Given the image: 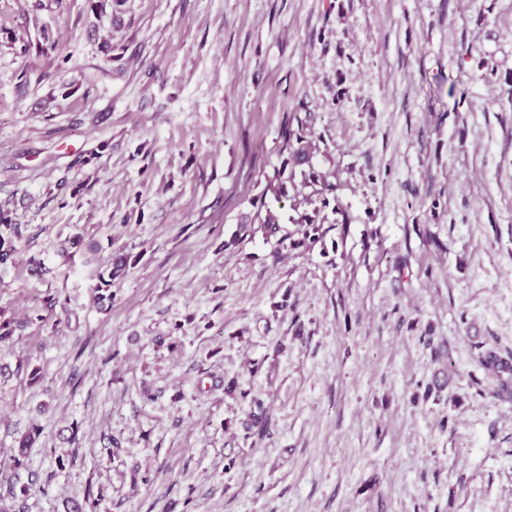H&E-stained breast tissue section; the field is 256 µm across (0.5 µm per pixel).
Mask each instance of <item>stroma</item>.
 <instances>
[{
	"label": "stroma",
	"instance_id": "stroma-1",
	"mask_svg": "<svg viewBox=\"0 0 512 512\" xmlns=\"http://www.w3.org/2000/svg\"><path fill=\"white\" fill-rule=\"evenodd\" d=\"M0 208L11 512H512V0H0ZM282 149L287 151L294 165L309 163L311 158V143L302 135L299 128L292 129L288 123L281 130Z\"/></svg>",
	"mask_w": 512,
	"mask_h": 512
}]
</instances>
